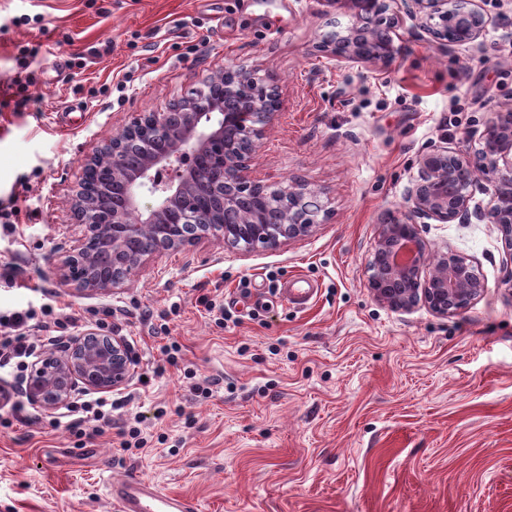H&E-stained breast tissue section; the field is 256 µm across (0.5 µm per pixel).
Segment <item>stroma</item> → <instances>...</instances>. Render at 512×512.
<instances>
[{
  "instance_id": "stroma-1",
  "label": "stroma",
  "mask_w": 512,
  "mask_h": 512,
  "mask_svg": "<svg viewBox=\"0 0 512 512\" xmlns=\"http://www.w3.org/2000/svg\"><path fill=\"white\" fill-rule=\"evenodd\" d=\"M477 42L443 46L402 17L391 63H350L321 45L348 9L327 0H0V309L42 298L124 337L138 365L128 399L87 438L28 409L0 372V512H117L112 482L141 476L199 512H512V258L496 228L421 225L430 250L473 261L484 293L457 315L395 311L367 286L381 219L398 213L436 146L475 151L512 109V0H479ZM35 50L20 69L23 49ZM271 76L281 108L251 163L272 188L304 180L328 213L275 250L210 236L148 259L102 294L55 274L83 233L72 207L85 156L135 112H159L225 65ZM22 75V96L6 94ZM306 279L304 308L281 288ZM235 322L219 327L202 301ZM181 347L168 363L158 347ZM221 384L204 394L205 380ZM138 422L142 448L122 450Z\"/></svg>"
}]
</instances>
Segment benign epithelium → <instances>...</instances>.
I'll return each mask as SVG.
<instances>
[{"label":"benign epithelium","mask_w":512,"mask_h":512,"mask_svg":"<svg viewBox=\"0 0 512 512\" xmlns=\"http://www.w3.org/2000/svg\"><path fill=\"white\" fill-rule=\"evenodd\" d=\"M329 2L347 5L354 21L325 46L353 63L393 59L401 12L443 46L473 43L490 23L476 0ZM279 109L265 78L227 65L165 111L132 113L121 134L95 147L81 166L78 186L96 172L105 188L98 195L76 192L73 215L84 233L60 261V280L80 293H106L124 284L146 258L179 251L211 234L232 248L275 250L311 233L319 215L327 213V202L307 183L294 179L273 191L270 201L269 187L248 175L256 144ZM147 130L158 147L143 149L140 163L128 165L130 143ZM418 165L404 208L379 224L367 260L368 286L393 310L422 303L448 317L480 297L485 284L467 258L446 251L428 259L419 224L468 221L473 173L491 175L495 193L476 217L496 226L512 256V110L492 114L475 155L440 146L421 154ZM144 193L154 204L143 211ZM145 225L153 228V237L130 250ZM135 365L123 337L86 329L47 345L19 381V390L33 408L54 418L86 393L126 386Z\"/></svg>","instance_id":"7a95c632"}]
</instances>
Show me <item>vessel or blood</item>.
<instances>
[{"label":"vessel or blood","mask_w":512,"mask_h":512,"mask_svg":"<svg viewBox=\"0 0 512 512\" xmlns=\"http://www.w3.org/2000/svg\"><path fill=\"white\" fill-rule=\"evenodd\" d=\"M111 495L118 512H196L190 499L162 491L139 477L113 483Z\"/></svg>","instance_id":"1"}]
</instances>
